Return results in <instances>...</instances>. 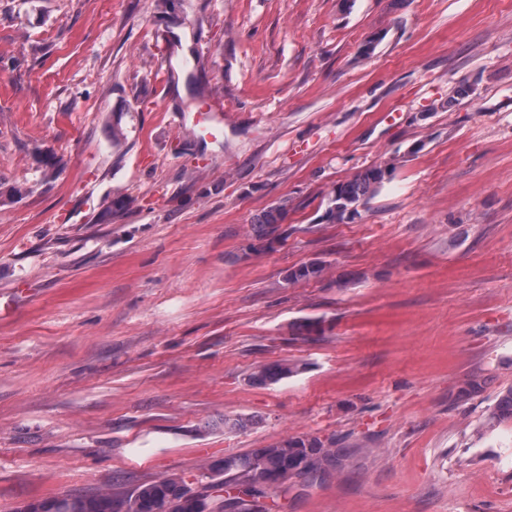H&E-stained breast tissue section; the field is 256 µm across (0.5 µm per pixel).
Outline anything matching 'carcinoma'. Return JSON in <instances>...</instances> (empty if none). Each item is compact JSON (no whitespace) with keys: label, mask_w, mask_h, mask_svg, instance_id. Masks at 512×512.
I'll list each match as a JSON object with an SVG mask.
<instances>
[{"label":"carcinoma","mask_w":512,"mask_h":512,"mask_svg":"<svg viewBox=\"0 0 512 512\" xmlns=\"http://www.w3.org/2000/svg\"><path fill=\"white\" fill-rule=\"evenodd\" d=\"M391 165L373 166L337 184L326 199L325 217L334 223L351 221L359 214V207L367 203L392 176ZM286 205L280 204L263 211L254 224L258 237L266 236L268 228L282 223ZM323 266L301 265L290 271L288 279L297 282L321 276ZM300 372L295 363H274L258 368L250 376L254 384L275 383ZM493 417L512 420V387L503 391L493 408ZM341 459L333 442L325 443L317 437H286L266 447L256 448L246 455L227 456L209 466V472L222 479L221 495L213 497L210 512H226L233 506L239 512H268L262 499L276 494L277 484L267 488L257 486L256 476L274 479L289 471L310 480L324 476ZM252 495L255 503L246 502L241 495ZM170 504L180 506V512H204L188 497L185 479L164 477L142 483L128 494L101 492L94 495H71L63 498L35 501L29 504L33 512H162Z\"/></svg>","instance_id":"obj_1"}]
</instances>
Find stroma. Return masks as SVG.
<instances>
[{
    "label": "stroma",
    "instance_id": "35a3bbf8",
    "mask_svg": "<svg viewBox=\"0 0 512 512\" xmlns=\"http://www.w3.org/2000/svg\"><path fill=\"white\" fill-rule=\"evenodd\" d=\"M198 87L219 140L179 120ZM387 161L353 222L324 219ZM14 187L0 512L303 435L344 459L274 512H512V421L491 417L512 387V0H0ZM283 361L301 372L251 383ZM393 170L392 165L373 166L337 184L326 199V219L330 223H336L337 210L339 211L337 212L338 223H344V219L347 220L346 222L354 220L359 214V207L378 192L382 184L392 176ZM346 213H348L347 217ZM286 214V205L280 204L263 211L257 218L254 230L259 238L265 237L268 228L273 224H281Z\"/></svg>",
    "mask_w": 512,
    "mask_h": 512
}]
</instances>
